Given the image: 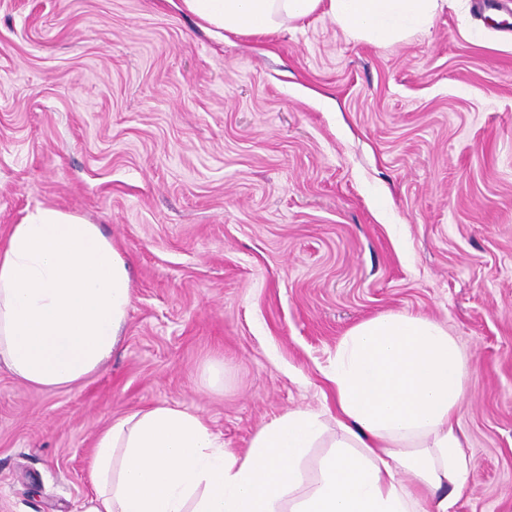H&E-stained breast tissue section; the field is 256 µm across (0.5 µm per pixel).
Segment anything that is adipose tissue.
I'll return each mask as SVG.
<instances>
[{"instance_id": "1", "label": "adipose tissue", "mask_w": 512, "mask_h": 512, "mask_svg": "<svg viewBox=\"0 0 512 512\" xmlns=\"http://www.w3.org/2000/svg\"><path fill=\"white\" fill-rule=\"evenodd\" d=\"M205 24L269 33L316 12L347 33L396 42L431 27L439 0H180ZM132 301L129 265L100 225L38 206L0 245V366L45 390L69 388L110 358ZM341 437L307 484L321 435L287 412L236 454L200 415L168 403L110 422L89 457L82 512H452L466 481L456 413L468 369L433 320L389 313L353 327L328 375ZM290 510H283V500Z\"/></svg>"}]
</instances>
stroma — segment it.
<instances>
[{
    "label": "stroma",
    "mask_w": 512,
    "mask_h": 512,
    "mask_svg": "<svg viewBox=\"0 0 512 512\" xmlns=\"http://www.w3.org/2000/svg\"><path fill=\"white\" fill-rule=\"evenodd\" d=\"M38 205L101 225L133 298L81 384L0 368V512H80L97 432L161 402L238 453L314 412L316 479L336 348L392 312L469 370L455 512H512V0L387 45L320 12L220 38L169 0H0V240Z\"/></svg>",
    "instance_id": "35a3bbf8"
}]
</instances>
